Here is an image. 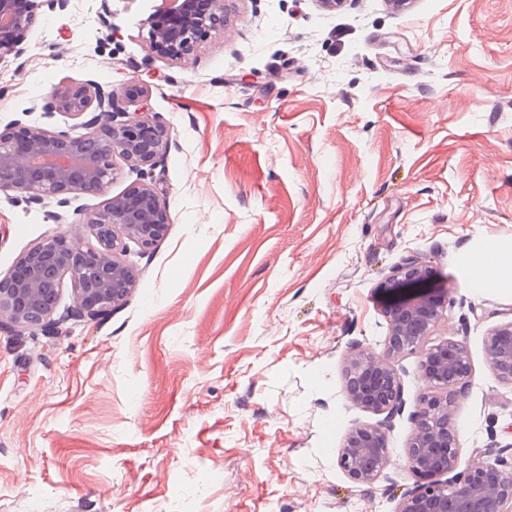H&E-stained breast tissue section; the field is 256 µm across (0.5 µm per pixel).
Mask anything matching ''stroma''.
I'll return each mask as SVG.
<instances>
[{
    "instance_id": "1",
    "label": "stroma",
    "mask_w": 512,
    "mask_h": 512,
    "mask_svg": "<svg viewBox=\"0 0 512 512\" xmlns=\"http://www.w3.org/2000/svg\"><path fill=\"white\" fill-rule=\"evenodd\" d=\"M160 4L42 8L0 63V129L43 124L46 96L72 84L142 86L168 130L154 175L170 219L127 254L135 286L109 315L0 331V512H395L420 483L403 454L420 353L394 364L384 477L353 482L337 450L378 420L348 401L343 369L382 352L378 285L410 256L451 299L431 343L471 359L464 452L512 463V386L485 355L512 291L466 277L512 239V0H228L223 30L185 60L149 46ZM136 182L117 162L71 206ZM56 209L0 198V277L49 234L95 245Z\"/></svg>"
}]
</instances>
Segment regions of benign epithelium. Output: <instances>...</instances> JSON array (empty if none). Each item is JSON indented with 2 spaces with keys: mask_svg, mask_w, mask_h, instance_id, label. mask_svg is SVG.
Instances as JSON below:
<instances>
[{
  "mask_svg": "<svg viewBox=\"0 0 512 512\" xmlns=\"http://www.w3.org/2000/svg\"><path fill=\"white\" fill-rule=\"evenodd\" d=\"M65 0H0V62L17 56L43 5ZM170 0L148 18L149 43L158 54L182 59L211 33L224 28V0ZM136 106L134 111L128 107ZM97 115L66 130L21 121L0 130V195L12 202L41 204L54 198L69 205L74 192L96 194L112 181L114 159L139 175L161 162L168 138L165 126L149 115L144 90L133 84L121 91L89 80L54 92L43 105L52 118L64 113ZM157 180L113 198L83 216L96 246L83 247L63 234H51L0 277V324L15 331L61 326L75 318L96 319L121 304L134 285V271L121 255L132 242L148 248L162 238L169 219ZM75 306L55 317L65 281ZM389 325L381 354L354 352L344 371L347 398L376 415L391 414L401 403L398 359L422 350L423 379L443 387L418 397L413 427L404 448L406 465L425 479L405 495L396 512H512V469L502 458L462 461L458 429L451 423L455 395L448 388L468 377L471 362L458 341L428 345L432 328L447 310L448 297L433 291V271L420 258L406 259L382 285ZM493 376L512 385V321L495 328L485 341ZM388 419L354 426L338 449L339 468L357 483H374L389 464Z\"/></svg>",
  "mask_w": 512,
  "mask_h": 512,
  "instance_id": "benign-epithelium-1",
  "label": "benign epithelium"
}]
</instances>
